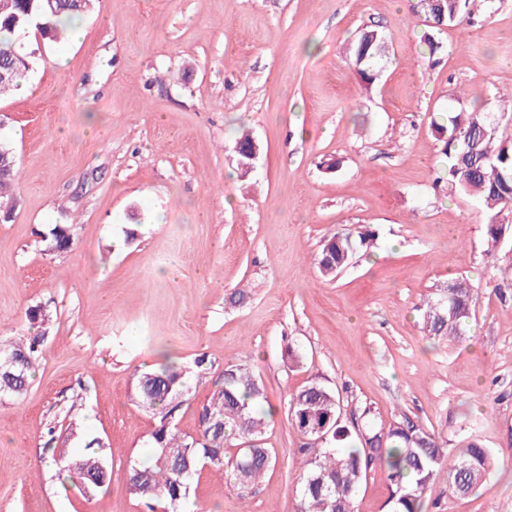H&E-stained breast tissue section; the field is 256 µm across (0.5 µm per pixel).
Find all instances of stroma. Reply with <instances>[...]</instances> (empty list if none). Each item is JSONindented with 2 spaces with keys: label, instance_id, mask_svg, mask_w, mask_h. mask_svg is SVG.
Wrapping results in <instances>:
<instances>
[{
  "label": "stroma",
  "instance_id": "obj_1",
  "mask_svg": "<svg viewBox=\"0 0 512 512\" xmlns=\"http://www.w3.org/2000/svg\"><path fill=\"white\" fill-rule=\"evenodd\" d=\"M414 4L96 0L80 42L23 33L28 90L0 101V143L17 159L0 337L44 341L27 392L0 401V512H148L127 468L150 457L157 420L133 384L165 351L210 363L176 414L181 435H197L228 362L256 367L275 410L258 484L242 497L203 470L187 512H297L303 438L288 408L311 382L339 394L347 423L368 409L451 448L479 436L484 481L456 496L440 472L423 512H512V241L488 252L481 204L436 184L445 158L430 126L464 107L512 136V0H473L465 27L437 32ZM366 27L387 41L368 89L345 58ZM244 130L257 156L243 178ZM57 224L72 249L46 250ZM357 226L375 230L371 250L320 280L324 239ZM452 278L475 289L459 343L421 330L420 304ZM35 306L47 329L27 319ZM94 439L112 481L86 494L57 472Z\"/></svg>",
  "mask_w": 512,
  "mask_h": 512
}]
</instances>
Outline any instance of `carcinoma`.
Wrapping results in <instances>:
<instances>
[{
  "mask_svg": "<svg viewBox=\"0 0 512 512\" xmlns=\"http://www.w3.org/2000/svg\"><path fill=\"white\" fill-rule=\"evenodd\" d=\"M95 0H11L0 12V97L19 87L30 71L32 55L17 45L19 34L43 23L42 38L55 42L66 31V21L94 8ZM471 0H418L416 12L431 28L462 26L470 14ZM361 82L369 85L385 56V37L365 29L347 49ZM433 134L446 158L448 188L478 199L490 216L486 224L488 251L509 236L512 223V139L499 134L480 112L462 109L436 113ZM373 231L360 228L336 233L322 244L318 271L333 279L353 257L368 249ZM73 243L71 227L57 224L43 237L46 246ZM474 289L453 280L440 298L423 302V332L430 338L458 340L471 318ZM43 337L29 342L0 341V399L20 398L32 380L35 353ZM205 355L193 365L165 356L151 371L135 376L134 399L151 412L157 425L151 434L153 454L147 465L128 468L131 494L144 501L150 512H183L191 481L204 468L225 472L238 494L251 489L273 464L262 446V434L272 416L260 375L246 363L224 364L222 384L203 408L197 436L182 437L173 420L191 378L204 370ZM291 425L307 439L297 452L303 458L299 478L298 512H354V500L369 472L383 468L392 486L391 512H421L425 494L441 469L448 472V491L466 495L488 474L490 453L475 436L462 440L451 454L433 434L409 420L350 430L341 422L340 396L314 382L293 393L289 401ZM238 448L225 460L224 449ZM76 468L59 471L62 480L83 490H100L111 481V469L99 452L86 447L75 458Z\"/></svg>",
  "mask_w": 512,
  "mask_h": 512,
  "instance_id": "1",
  "label": "carcinoma"
}]
</instances>
